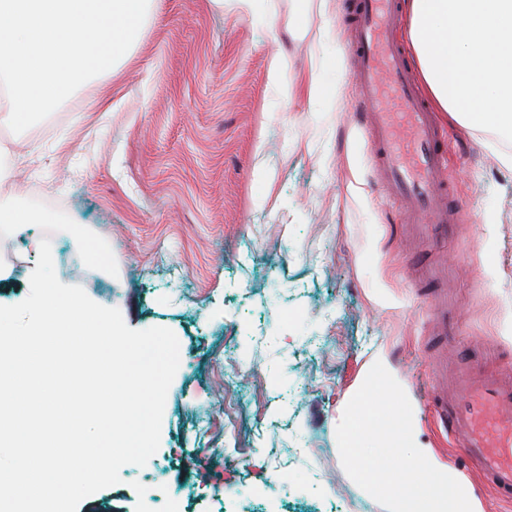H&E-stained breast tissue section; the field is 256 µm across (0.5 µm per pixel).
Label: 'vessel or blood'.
<instances>
[{
  "instance_id": "obj_1",
  "label": "vessel or blood",
  "mask_w": 512,
  "mask_h": 512,
  "mask_svg": "<svg viewBox=\"0 0 512 512\" xmlns=\"http://www.w3.org/2000/svg\"><path fill=\"white\" fill-rule=\"evenodd\" d=\"M397 13V0H357L354 9V81L358 108L372 131L364 148L422 234L444 238L449 225L461 223L462 217L437 205L440 196L452 191L444 176L442 137L411 77L403 47L390 36ZM396 108L406 116L411 131L406 160L397 153L392 114ZM424 397L433 405L449 446L462 449L465 461L504 498H511L512 374L494 370L452 376L436 360Z\"/></svg>"
}]
</instances>
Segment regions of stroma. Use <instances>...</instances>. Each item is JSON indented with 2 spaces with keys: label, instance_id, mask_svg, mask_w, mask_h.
<instances>
[{
  "label": "stroma",
  "instance_id": "stroma-1",
  "mask_svg": "<svg viewBox=\"0 0 512 512\" xmlns=\"http://www.w3.org/2000/svg\"><path fill=\"white\" fill-rule=\"evenodd\" d=\"M354 0H153L129 60L21 134L0 204L108 239L112 269L58 279L171 329L181 362L150 465L78 512H386L344 472L336 426L362 371L401 383L430 462L482 512H512L450 447L421 393L437 343L427 301L447 294L448 357L512 370V135L435 115L465 222L405 239L353 118L345 50ZM288 65L279 69L277 57ZM25 241L0 240V305L29 292Z\"/></svg>",
  "mask_w": 512,
  "mask_h": 512
}]
</instances>
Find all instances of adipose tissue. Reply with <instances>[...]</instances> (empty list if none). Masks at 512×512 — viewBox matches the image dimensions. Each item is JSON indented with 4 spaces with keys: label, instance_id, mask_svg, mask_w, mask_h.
I'll return each instance as SVG.
<instances>
[{
    "label": "adipose tissue",
    "instance_id": "obj_1",
    "mask_svg": "<svg viewBox=\"0 0 512 512\" xmlns=\"http://www.w3.org/2000/svg\"><path fill=\"white\" fill-rule=\"evenodd\" d=\"M408 37L437 111L472 127L512 132V0H405ZM56 284L38 294L29 318L77 325L88 313Z\"/></svg>",
    "mask_w": 512,
    "mask_h": 512
}]
</instances>
